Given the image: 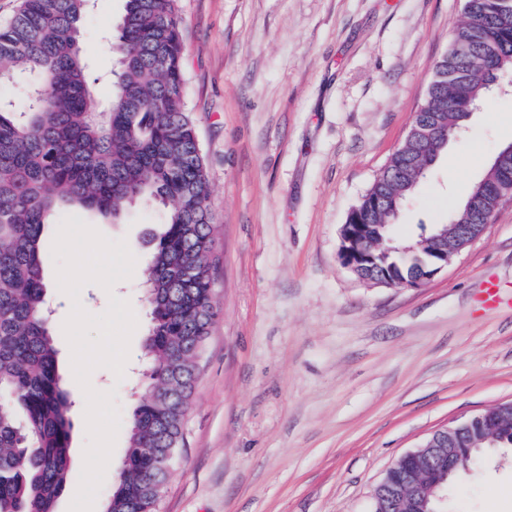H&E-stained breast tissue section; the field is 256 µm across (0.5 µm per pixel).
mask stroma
Listing matches in <instances>:
<instances>
[{
    "label": "stroma",
    "mask_w": 512,
    "mask_h": 512,
    "mask_svg": "<svg viewBox=\"0 0 512 512\" xmlns=\"http://www.w3.org/2000/svg\"><path fill=\"white\" fill-rule=\"evenodd\" d=\"M463 0H179L184 98L217 216L218 314L198 360L183 442L158 512H371L386 470L436 429L512 402V203L415 288L360 280L339 259L340 228L405 139ZM124 0H93L82 28L101 99L116 60L104 44ZM512 142V75L465 123L392 226L407 243L448 221ZM138 311L130 367H105L125 422L141 396L148 321L139 275L159 207L118 221ZM495 280L501 303L480 299ZM66 388L73 482L84 463L85 398ZM447 512H512V456L452 483Z\"/></svg>",
    "instance_id": "1"
}]
</instances>
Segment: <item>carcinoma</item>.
Segmentation results:
<instances>
[{
	"label": "carcinoma",
	"instance_id": "obj_1",
	"mask_svg": "<svg viewBox=\"0 0 512 512\" xmlns=\"http://www.w3.org/2000/svg\"><path fill=\"white\" fill-rule=\"evenodd\" d=\"M179 0H125L111 51L119 70L102 108L81 45L91 0H22L0 26V86L24 79L23 106L0 96V512H54L69 479L70 399L59 374L43 276L44 228L67 209L117 221L132 205L165 209L145 270L149 368L106 512H158L182 439L194 361L217 316L211 277L215 216L196 125L184 100ZM512 74V0H464L417 123L446 137L404 140L355 208L373 233L390 223L464 117ZM512 147L455 207L458 224L490 223L512 186ZM185 267L195 269L190 278ZM512 451V414L491 441L448 457L453 474Z\"/></svg>",
	"mask_w": 512,
	"mask_h": 512
}]
</instances>
